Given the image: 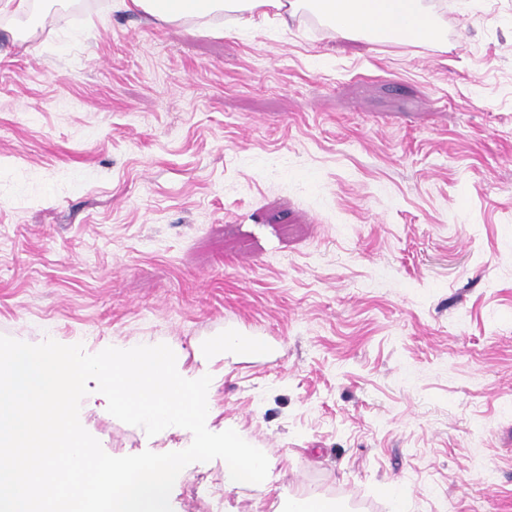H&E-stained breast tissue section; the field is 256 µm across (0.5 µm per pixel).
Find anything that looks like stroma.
Returning <instances> with one entry per match:
<instances>
[{
    "mask_svg": "<svg viewBox=\"0 0 512 512\" xmlns=\"http://www.w3.org/2000/svg\"><path fill=\"white\" fill-rule=\"evenodd\" d=\"M446 5L444 45L118 0L0 29V335L270 347L211 402L272 481L195 462L172 512H512V0ZM84 402L107 454L190 444Z\"/></svg>",
    "mask_w": 512,
    "mask_h": 512,
    "instance_id": "35a3bbf8",
    "label": "stroma"
}]
</instances>
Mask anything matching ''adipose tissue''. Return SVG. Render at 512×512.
<instances>
[{
    "instance_id": "ef3b65f1",
    "label": "adipose tissue",
    "mask_w": 512,
    "mask_h": 512,
    "mask_svg": "<svg viewBox=\"0 0 512 512\" xmlns=\"http://www.w3.org/2000/svg\"><path fill=\"white\" fill-rule=\"evenodd\" d=\"M120 6L166 24L232 14L243 25L270 9L284 17L311 10L343 39L368 32L433 44L447 39V26L429 0H121Z\"/></svg>"
}]
</instances>
